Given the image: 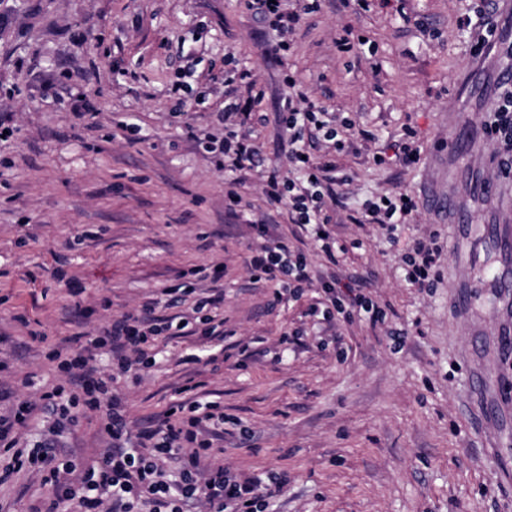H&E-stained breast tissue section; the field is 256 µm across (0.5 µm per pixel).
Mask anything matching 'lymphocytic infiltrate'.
<instances>
[{"label": "lymphocytic infiltrate", "mask_w": 512, "mask_h": 512, "mask_svg": "<svg viewBox=\"0 0 512 512\" xmlns=\"http://www.w3.org/2000/svg\"><path fill=\"white\" fill-rule=\"evenodd\" d=\"M255 18L275 34L265 54L271 63L283 65L290 38L320 0H246ZM287 92L281 101L277 121L286 137L285 157L297 178L279 169L267 175L264 193L270 206L286 208L290 223L310 237L329 265L317 272L308 255L290 246L286 239L265 235L252 247L245 268L250 279L268 285L276 300L296 297L305 289L319 287L320 306L311 316L334 327L336 317L351 319L354 314L383 321L384 314L371 298L356 293L354 284L342 270L333 235L338 203L336 167L332 162L308 156L305 137L322 140L329 153L343 154L352 149L355 123L338 119L326 107L311 102L293 76H286ZM224 106L214 114L213 130L201 140L206 151L224 157V169L235 183L246 180V173L259 161V148L253 137V109L260 99L250 71L232 69L224 75ZM485 124L489 134L508 146L499 154L497 166L512 173V86L503 88L489 110ZM419 209L415 196L388 193L365 200L351 217L355 224H407ZM437 250L426 239L417 237L403 256L404 281L414 288L430 287L435 276ZM196 288L181 284L168 289L170 305L190 303V312L173 315L156 323V301H147L140 310L112 319L89 337L87 344L107 350L120 374H138L152 362V350L159 338L201 335L212 339L215 327L199 328L197 316L204 309L223 303L224 294L214 291L196 297ZM50 361L68 377L66 384L45 387L38 402L20 400L6 414H0V454L9 455L14 471L39 474L47 488L46 496L32 512H134L135 502L146 499L156 505L154 512H184L186 503L202 502L206 512H263L265 497L262 480L255 475H233L213 464V445L224 435V411L218 403L193 401L172 404L158 427L131 441L127 411L112 393V376H95L90 356L57 348L48 353ZM102 413L109 445L91 463L75 468L60 462L57 437L76 412ZM42 415L46 429L41 443L28 447L22 435L35 415Z\"/></svg>", "instance_id": "lymphocytic-infiltrate-1"}]
</instances>
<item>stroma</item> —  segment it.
I'll return each instance as SVG.
<instances>
[{"mask_svg":"<svg viewBox=\"0 0 512 512\" xmlns=\"http://www.w3.org/2000/svg\"><path fill=\"white\" fill-rule=\"evenodd\" d=\"M482 0H392L356 13L323 0L306 17L287 68L263 56L269 37L244 0H0V406L37 399L66 377L50 348L84 350L86 335L133 312L184 275L204 269L199 292L224 290V337L214 364L186 365L197 338L160 343L138 377L118 376L131 433L155 427L178 389L224 408L215 453L233 474L287 473L268 512H512V399L495 377L512 352V178L486 134L488 103L512 61V11L499 8L495 47L475 56L458 25ZM364 48L340 51L344 34ZM234 56L263 92L255 107L262 166L231 205L232 173L195 137L224 105V61ZM293 75L311 100L369 130L338 155L350 177L336 208L343 265L385 313L319 333L308 315L315 289L275 302L244 260L260 241L252 224L324 259L287 210L272 211L263 185L284 167L275 114ZM179 97H171L173 84ZM422 147L412 168L392 156L404 127ZM387 156L386 164L371 160ZM462 191L471 225L451 233L448 195ZM416 195L398 227L401 244L436 235L432 287L401 278V251L376 224L350 216L369 197ZM507 272L506 288L471 293L479 265ZM39 338H32V331ZM296 331L293 349L281 333ZM250 358H242L241 346ZM100 414L80 417L59 442L84 464L105 446ZM47 489L31 472L0 483V512H27Z\"/></svg>","mask_w":512,"mask_h":512,"instance_id":"1","label":"stroma"}]
</instances>
